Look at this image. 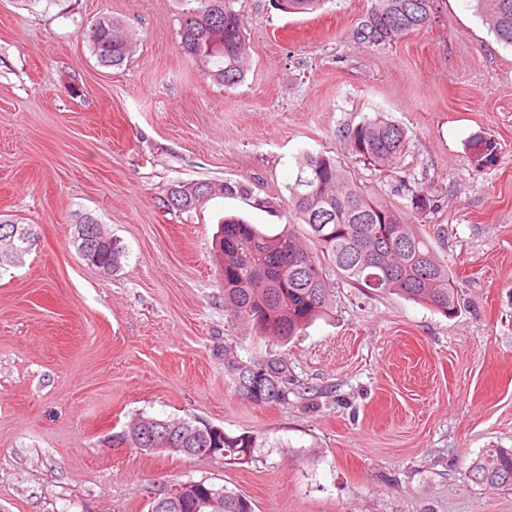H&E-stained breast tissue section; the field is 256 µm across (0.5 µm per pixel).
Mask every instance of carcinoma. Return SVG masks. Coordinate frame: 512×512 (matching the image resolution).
Returning a JSON list of instances; mask_svg holds the SVG:
<instances>
[{
    "label": "carcinoma",
    "mask_w": 512,
    "mask_h": 512,
    "mask_svg": "<svg viewBox=\"0 0 512 512\" xmlns=\"http://www.w3.org/2000/svg\"><path fill=\"white\" fill-rule=\"evenodd\" d=\"M179 15L178 50L201 63L203 73L216 83L233 86L244 80L247 47L234 0H185ZM326 0H280L284 13H311ZM477 9L497 41L512 46V0H475ZM434 0H373L356 39L379 46L427 26ZM98 61L119 67L129 58L133 34L113 17L103 16L83 31ZM352 154L381 173L398 169L407 154L406 132L381 115L368 118L348 134ZM480 152L479 162L497 160V143L482 135L470 143ZM224 185L207 181L177 183L168 189L167 210L190 211ZM291 220L307 225L300 238L292 228L270 234L256 224L224 218L216 252L224 275V315L227 322L245 325L257 339L288 341L313 321L328 314L330 273L340 272L357 287L396 294L426 305L447 317L458 312L456 280L437 253L430 237L411 218L436 207V199L408 189L400 210L357 182L351 171L334 158L306 155L293 184L287 186ZM76 249L97 268L117 269L123 248L99 245L100 229L82 218ZM224 373L235 390L251 402L287 404L293 381L281 358H239L224 345ZM140 427L113 437L134 448H185L194 458L205 448H221L223 459L244 464L252 459L255 442L248 435L208 430V424L181 419L142 417ZM475 483L490 490L512 487V448H485L468 467ZM214 484L203 482L196 493L168 502L162 512H209L200 503ZM221 506L214 512H253L251 501L223 488Z\"/></svg>",
    "instance_id": "obj_1"
}]
</instances>
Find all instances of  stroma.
Returning a JSON list of instances; mask_svg holds the SVG:
<instances>
[{"label":"stroma","mask_w":512,"mask_h":512,"mask_svg":"<svg viewBox=\"0 0 512 512\" xmlns=\"http://www.w3.org/2000/svg\"><path fill=\"white\" fill-rule=\"evenodd\" d=\"M181 0H0V214L35 225L0 268V512H151L204 480L255 512H512L474 483L485 448H512V47L473 0H434L427 27L379 47L353 37L371 0L287 14L237 0L247 73L213 83L177 49ZM110 15L134 33L121 67L83 36ZM383 115L405 130L421 222L457 276L456 317L333 275V306L288 344L224 317L215 238L227 215L288 222L304 154L336 158L402 205L396 177L355 160L347 131ZM495 140L478 165L469 142ZM207 180L190 211L162 199ZM95 218L125 255L89 265ZM287 360L301 397L256 405L224 374ZM201 420L256 443L246 464L113 445L139 416ZM216 190L224 193V184L216 185L207 181L177 183L168 189L162 203L167 210L190 211L196 209L200 203L215 194ZM166 199L169 201L175 199V202H172L173 207H170ZM91 217L82 218L77 225V237L78 240L74 239V244L76 245V249L82 258L86 261L91 260L92 265L96 268H107L112 264V271H102L105 274L112 273L116 270L120 265V259L123 255V248L120 246L119 242L113 240L105 241L100 239V241L105 242L106 244L112 245V252L110 251L107 245H98L95 239V233L93 228L95 227V232L98 238H100V224H88L89 219ZM80 227L84 229V236H82V232L80 231ZM81 233V234H80Z\"/></svg>","instance_id":"stroma-1"}]
</instances>
